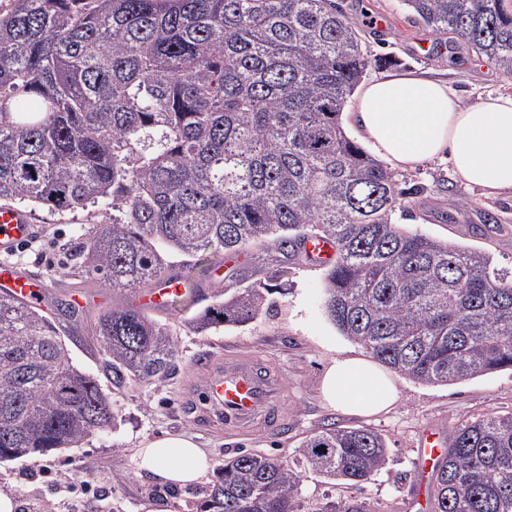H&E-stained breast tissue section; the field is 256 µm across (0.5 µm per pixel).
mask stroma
<instances>
[{"label":"stroma","instance_id":"1","mask_svg":"<svg viewBox=\"0 0 512 512\" xmlns=\"http://www.w3.org/2000/svg\"><path fill=\"white\" fill-rule=\"evenodd\" d=\"M352 25L359 27L368 54L398 60L406 73L423 74L448 84L473 104L490 95H512V75L486 56L468 51L462 40L451 41L415 21L401 0H339ZM401 187L414 189L396 223L430 238L491 253L504 273L512 276V195L485 196L481 189L460 184L447 162L431 160L416 169L398 172ZM33 234L26 247L9 259L22 270L49 275L51 292L82 296L90 315L66 325L72 335L73 363L93 373L99 345L92 333V313L111 305L112 290L100 279L89 278L73 260L87 234L102 219L100 208L49 214L30 209ZM496 224H489V217ZM220 269L225 288L236 291L240 282L278 276L288 295L278 298L276 315H259L242 326L196 333L191 323L202 305L159 313L160 322L173 329L179 348L176 374L156 385H130L111 393L122 417L116 429L93 433L78 447L64 448L38 460L0 462V487H10L20 501V512H146L148 502L168 499L171 507L202 501L225 458L242 450L273 457L291 456L314 432L329 426H367L388 444L386 464L368 482L351 487L329 484L311 473L301 479L299 500L304 512H314L325 495L365 499L372 512H416L415 504L430 492L429 478L418 468L419 444L425 431L450 440L457 424L486 414L512 413V371L437 385L394 380L399 402L377 416H352L328 407L320 393L321 373L331 357L364 355L359 344L342 335L323 315L318 301L325 269L311 263L262 264L243 251L229 257L209 253ZM253 355L278 364L287 408L275 432L228 435L223 423L199 417L193 394L206 369L223 364L225 352ZM182 435L206 448L211 469L196 485L174 489L144 483L135 474L137 448L151 439Z\"/></svg>","mask_w":512,"mask_h":512}]
</instances>
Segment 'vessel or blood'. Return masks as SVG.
I'll use <instances>...</instances> for the list:
<instances>
[{
    "label": "vessel or blood",
    "mask_w": 512,
    "mask_h": 512,
    "mask_svg": "<svg viewBox=\"0 0 512 512\" xmlns=\"http://www.w3.org/2000/svg\"><path fill=\"white\" fill-rule=\"evenodd\" d=\"M30 233L29 219L22 211L0 207V253H8L25 241ZM181 290L179 277L169 276L151 284L137 295V301L149 310L164 308ZM0 293H7L31 304H45L48 282L23 273L18 266L0 262ZM283 387L280 379L264 371L261 364L243 358H226L221 370L205 379L203 394L212 416L223 419L234 431H245L256 424L268 427L280 419L278 402ZM444 444L435 433L422 439L419 460L421 467H431L439 460Z\"/></svg>",
    "instance_id": "obj_1"
}]
</instances>
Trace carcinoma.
<instances>
[{
  "label": "carcinoma",
  "instance_id": "carcinoma-1",
  "mask_svg": "<svg viewBox=\"0 0 512 512\" xmlns=\"http://www.w3.org/2000/svg\"><path fill=\"white\" fill-rule=\"evenodd\" d=\"M403 2L512 74V0ZM387 65L336 0H13L0 11V202L112 212L75 257L124 296L95 317V375L72 364L61 334L82 308L0 294V462L109 428L102 377L115 390L170 378L174 335L133 302L173 274L170 254L199 267L171 308L212 298L198 333L246 324L285 295L264 282L231 296L212 287L208 250L299 263L320 238L336 248L321 308L382 365L439 385L512 369V277L481 250L395 223L412 192L344 130L361 79ZM387 454L366 426L325 427L288 461L242 450L199 512H298L300 469L357 486ZM430 497L432 512H512V414L455 427ZM315 512L370 507L350 496Z\"/></svg>",
  "mask_w": 512,
  "mask_h": 512
}]
</instances>
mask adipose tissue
<instances>
[{"label": "adipose tissue", "instance_id": "obj_1", "mask_svg": "<svg viewBox=\"0 0 512 512\" xmlns=\"http://www.w3.org/2000/svg\"><path fill=\"white\" fill-rule=\"evenodd\" d=\"M350 119L391 167L412 170L448 157L464 185L486 196L512 192V96L461 104L448 86L413 75H383L363 84ZM326 402L344 413L372 416L389 410L399 390L385 367L365 357H334L321 380ZM136 473L160 486L199 482L210 468L205 449L182 436L138 449Z\"/></svg>", "mask_w": 512, "mask_h": 512}]
</instances>
